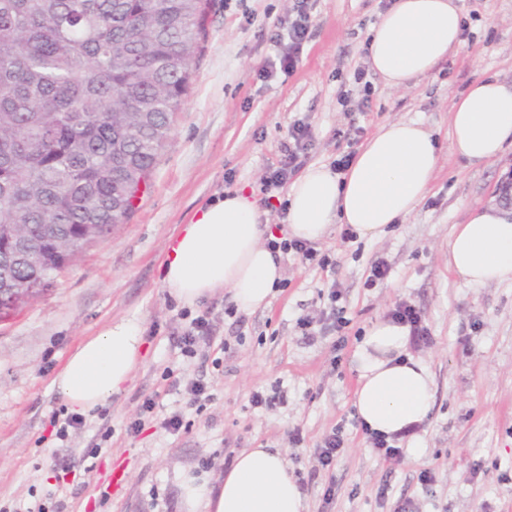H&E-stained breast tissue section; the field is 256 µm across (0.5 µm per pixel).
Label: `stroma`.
<instances>
[{"instance_id":"35a3bbf8","label":"stroma","mask_w":512,"mask_h":512,"mask_svg":"<svg viewBox=\"0 0 512 512\" xmlns=\"http://www.w3.org/2000/svg\"><path fill=\"white\" fill-rule=\"evenodd\" d=\"M207 3L192 84L133 213L0 318V512H181L184 474L216 478L247 448L282 449L308 512H398L405 503L413 512H512V284L467 285L447 268L453 226L512 184L511 150L471 165L448 141V111L474 80L512 82V0H462L461 47L407 90L385 86L368 62L389 0H306L311 27L298 66L270 76L263 66L281 51L272 31L297 0ZM361 70L369 87L355 80ZM298 120L311 133L307 166L357 153L386 122L421 124L440 148L428 194L379 240L333 225L317 248L335 255V271L283 256V285L267 307L227 315L223 290L184 307L162 284L171 236L227 188L259 191ZM378 259L390 273L372 283ZM333 287L345 338L317 322L304 335L298 318L320 316ZM400 302L419 309L430 332L408 350L428 362L434 400L424 427L386 459L356 424L354 352ZM201 314L212 334L190 358L179 339ZM120 318L142 323L141 363L110 404L59 439L56 422L69 410L54 377L82 340ZM195 381L208 396L191 405L184 389ZM256 391L274 404L253 407ZM149 397L156 407L141 415ZM175 412L185 427L172 434L162 421ZM136 418L143 427L128 434ZM336 427L344 450L324 470L314 451ZM296 428L299 446L288 437Z\"/></svg>"}]
</instances>
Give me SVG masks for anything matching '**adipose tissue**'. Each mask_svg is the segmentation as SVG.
Here are the masks:
<instances>
[{
    "instance_id": "ef3b65f1",
    "label": "adipose tissue",
    "mask_w": 512,
    "mask_h": 512,
    "mask_svg": "<svg viewBox=\"0 0 512 512\" xmlns=\"http://www.w3.org/2000/svg\"><path fill=\"white\" fill-rule=\"evenodd\" d=\"M459 0H396L369 40V62L386 86L413 87L461 44ZM453 155L470 163L500 157L512 146V83L480 78L448 113ZM432 135L413 121L381 125L342 174L308 166L287 194V235L318 242L332 225L382 238L405 221L429 190L439 164ZM254 196L239 190L199 208L172 237L163 284L187 305L230 292L238 311L268 305L283 278L280 257L267 247L269 227ZM448 270L470 285L512 283V212L489 206L455 225ZM409 328L380 319L367 329L354 361V407L371 430L394 435L424 424L433 401L428 363L406 351ZM143 328L133 318L112 321L80 342L53 380L72 412L86 413L119 393L140 363ZM186 512H306L299 485L278 448L241 451L224 475L183 477Z\"/></svg>"
}]
</instances>
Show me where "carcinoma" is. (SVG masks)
I'll list each match as a JSON object with an SVG mask.
<instances>
[{
	"label": "carcinoma",
	"instance_id": "carcinoma-1",
	"mask_svg": "<svg viewBox=\"0 0 512 512\" xmlns=\"http://www.w3.org/2000/svg\"><path fill=\"white\" fill-rule=\"evenodd\" d=\"M207 0H0V267L34 292L122 223L193 79ZM60 227L37 271L8 233Z\"/></svg>",
	"mask_w": 512,
	"mask_h": 512
}]
</instances>
